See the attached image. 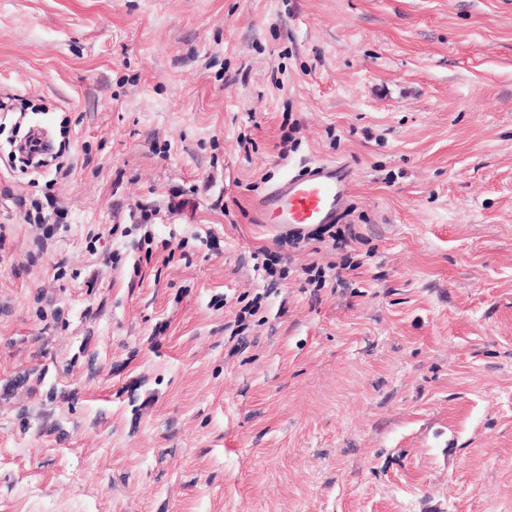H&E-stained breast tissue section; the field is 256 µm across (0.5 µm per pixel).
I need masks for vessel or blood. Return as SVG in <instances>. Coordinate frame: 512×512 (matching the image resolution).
<instances>
[{
  "instance_id": "obj_1",
  "label": "vessel or blood",
  "mask_w": 512,
  "mask_h": 512,
  "mask_svg": "<svg viewBox=\"0 0 512 512\" xmlns=\"http://www.w3.org/2000/svg\"><path fill=\"white\" fill-rule=\"evenodd\" d=\"M353 169L337 160H319L270 185L255 207V221L301 235L316 224L340 220L352 187Z\"/></svg>"
}]
</instances>
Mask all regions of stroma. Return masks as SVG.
Instances as JSON below:
<instances>
[{
    "instance_id": "obj_1",
    "label": "stroma",
    "mask_w": 512,
    "mask_h": 512,
    "mask_svg": "<svg viewBox=\"0 0 512 512\" xmlns=\"http://www.w3.org/2000/svg\"><path fill=\"white\" fill-rule=\"evenodd\" d=\"M5 96L0 512H512V0H0ZM347 162L319 160L270 185L255 207V222L303 235L311 225L338 224L352 187ZM31 206L35 214L33 215V212L27 210L25 213V219L29 221L33 219L36 224L43 226V237L36 242L37 250L41 251L45 246V241L50 240L53 237L58 224L55 223L56 218L54 217L53 212H46L45 208L40 206L38 203H31Z\"/></svg>"
}]
</instances>
